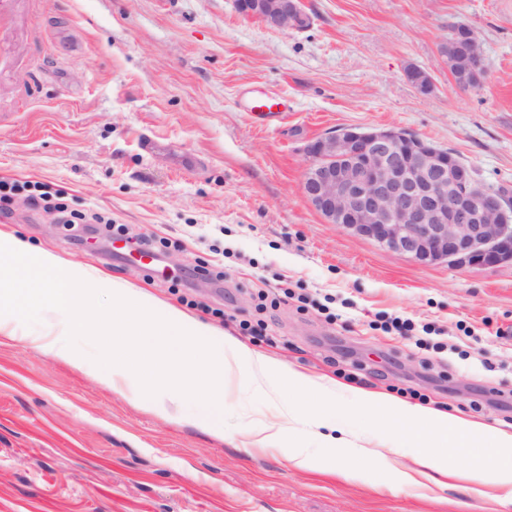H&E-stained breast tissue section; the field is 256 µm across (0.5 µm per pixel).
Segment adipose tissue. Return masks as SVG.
Instances as JSON below:
<instances>
[{"label": "adipose tissue", "mask_w": 512, "mask_h": 512, "mask_svg": "<svg viewBox=\"0 0 512 512\" xmlns=\"http://www.w3.org/2000/svg\"><path fill=\"white\" fill-rule=\"evenodd\" d=\"M358 399L379 421L397 429V436L384 444V451L398 456L405 449H415L414 461L422 468L451 476L455 469L450 451L477 443L491 445L493 455L478 461L470 474L472 491L480 497L492 495L498 499H512V434L401 403L384 394L362 392Z\"/></svg>", "instance_id": "ef3b65f1"}]
</instances>
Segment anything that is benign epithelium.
I'll return each instance as SVG.
<instances>
[{"mask_svg": "<svg viewBox=\"0 0 512 512\" xmlns=\"http://www.w3.org/2000/svg\"><path fill=\"white\" fill-rule=\"evenodd\" d=\"M237 12L303 30L301 0H235ZM467 74L482 61L476 34L448 41ZM303 195L352 237L420 265L512 264V209L474 183L469 166L397 128L331 131L303 148Z\"/></svg>", "mask_w": 512, "mask_h": 512, "instance_id": "1", "label": "benign epithelium"}]
</instances>
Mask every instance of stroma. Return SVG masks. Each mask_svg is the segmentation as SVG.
I'll return each instance as SVG.
<instances>
[{"label": "stroma", "mask_w": 512, "mask_h": 512, "mask_svg": "<svg viewBox=\"0 0 512 512\" xmlns=\"http://www.w3.org/2000/svg\"><path fill=\"white\" fill-rule=\"evenodd\" d=\"M303 4L311 24L298 32L243 17L234 0H14L0 30V181L43 186L169 247L162 275L146 277L103 250L104 225L78 242L21 197L0 233L180 306L284 367L348 391L411 388L409 404L508 431L512 265L421 266L384 252L325 223L301 181L307 142L395 127L512 190V0ZM459 22L483 53L468 91L442 54ZM411 67L430 92L411 84ZM256 93L278 95L284 112L257 119ZM204 264L223 265L224 281H189L180 301L171 275ZM282 288L290 296L257 313L258 292ZM383 316L438 330L445 349L382 331ZM242 319L264 321V335L242 334ZM57 322L47 310L0 336V512H512L250 446L246 427L289 402L242 370L224 374L216 433L192 424L200 406L186 400L180 418L162 419L134 400L136 382L99 379L91 344L80 368L33 348ZM360 365L374 371L363 384L351 378Z\"/></svg>", "instance_id": "35a3bbf8"}]
</instances>
